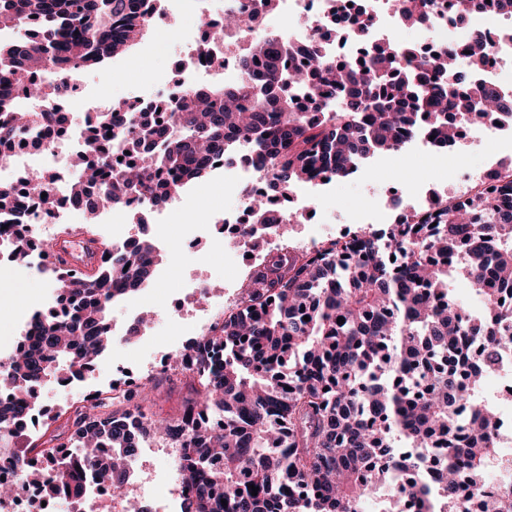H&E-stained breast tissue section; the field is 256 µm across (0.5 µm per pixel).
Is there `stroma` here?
Wrapping results in <instances>:
<instances>
[{
	"instance_id": "1",
	"label": "stroma",
	"mask_w": 512,
	"mask_h": 512,
	"mask_svg": "<svg viewBox=\"0 0 512 512\" xmlns=\"http://www.w3.org/2000/svg\"><path fill=\"white\" fill-rule=\"evenodd\" d=\"M164 14L156 27L148 29L141 41L126 55L116 58L111 67L87 72L85 96L101 102L124 98L131 85H142L151 91L171 78V63L177 53L195 48L199 35V13L194 0H163ZM458 158L436 153L428 155L391 154L370 159L351 177L298 193L306 197L307 211L299 215L291 227L288 247L294 248L311 236L335 237L334 219L344 214L350 224L364 227L387 222L391 214L384 207L386 191L393 183L403 184L406 195L428 200L431 193L452 190L459 163L490 166L499 160L512 159V136L474 148L465 144L457 148ZM242 198L241 184H225L223 177L210 176L184 193L177 205L145 212L143 219L150 233L160 238L162 262L153 283L121 304L118 319H125L129 309L151 306L154 322L135 341L112 345L109 354L96 369L74 381L68 392L45 388L41 406L56 412L49 434L65 429L66 415L58 407H69L83 391L104 389L116 382L113 365L119 364L134 377H156L160 392L151 407L154 418L177 414L184 401L192 395V383L182 376L164 377L162 367L154 366L159 352L176 353L177 343L190 342L193 324L210 310L211 301L189 300L182 315L166 311V302L185 296L193 283L219 285L225 294L241 287L236 260L225 252L222 240L211 238L208 223L225 209H236ZM51 278L38 268L20 265L0 268V350L12 344L34 311L52 296ZM174 451L163 440L144 444L133 466L142 491L151 499L171 498L175 485L170 479Z\"/></svg>"
}]
</instances>
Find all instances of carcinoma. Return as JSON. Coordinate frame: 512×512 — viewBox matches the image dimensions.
Masks as SVG:
<instances>
[{"instance_id":"obj_1","label":"carcinoma","mask_w":512,"mask_h":512,"mask_svg":"<svg viewBox=\"0 0 512 512\" xmlns=\"http://www.w3.org/2000/svg\"><path fill=\"white\" fill-rule=\"evenodd\" d=\"M160 2L0 0V30H16L0 39V152L32 124H65V113L53 108L59 86L37 75L97 69L128 51ZM388 4L405 26L431 22L429 0ZM277 8V0H259L245 18L227 13L210 39L260 26ZM32 16L41 23L35 35L27 29ZM353 23L351 34L364 49L346 62L335 61L319 39L302 46L280 35L250 42L239 55L240 82L188 86L171 125H143L119 167L110 149L90 147L69 186L73 202L92 224L100 207L123 205L133 193L163 208L209 176L218 157L269 166L287 197L315 174L346 178L368 157L397 151L403 135L418 134L428 119L433 146L446 148L459 127L493 126L512 111V100L482 76L491 61L489 36L472 35L460 62L446 51L419 56L389 40L374 43L368 23ZM13 89L43 109L15 111ZM126 117L125 105L108 104L92 119L91 142ZM53 182L47 170L24 176L26 194L47 213ZM92 186L94 195L87 192ZM242 192L249 213L243 236L258 225L280 234L294 219L248 187ZM439 219L435 227L396 226L382 243L364 232L356 248L332 242L304 260L268 256L251 273L242 307L176 357L181 372L192 358L199 382L179 415L152 418L157 386L148 380L126 390L121 409L88 401L75 411L68 439L57 443L75 453L33 464L19 450L17 470L73 504L83 503L90 483L125 497L139 438L151 429L175 446L176 481L191 489L181 512H364L376 494L385 512H405L409 498L422 499L425 512H460L462 492L487 498L498 414L479 395L481 373L459 382L448 356L464 340L480 347L486 366L512 352V309L499 303L501 290L512 289V180L444 207ZM399 255L403 263L391 260ZM12 257L31 263L21 235ZM161 261L157 243L145 236L111 252L91 276L55 269L59 296L76 314L30 317L31 345L19 346L0 368V388L13 395L0 401V429L24 419L34 386L102 357L113 340L112 304L140 291ZM457 279L482 300L480 316L462 319L451 288ZM460 405L471 409L474 446L448 440L432 484L423 449L442 444ZM404 446L419 452L404 454Z\"/></svg>"}]
</instances>
